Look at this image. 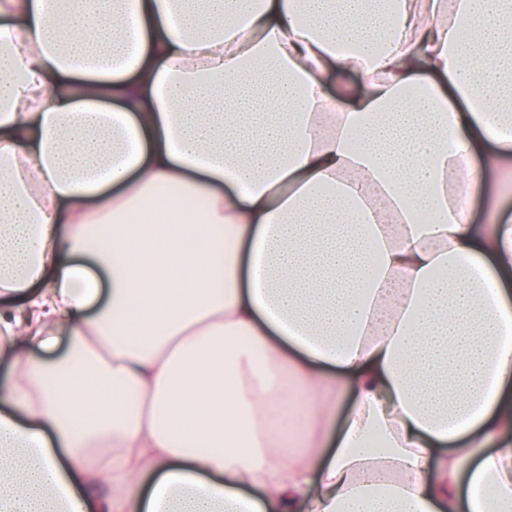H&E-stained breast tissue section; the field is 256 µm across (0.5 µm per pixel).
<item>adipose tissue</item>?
<instances>
[{
  "label": "adipose tissue",
  "instance_id": "1",
  "mask_svg": "<svg viewBox=\"0 0 512 512\" xmlns=\"http://www.w3.org/2000/svg\"><path fill=\"white\" fill-rule=\"evenodd\" d=\"M510 165L512 0H0V512H512Z\"/></svg>",
  "mask_w": 512,
  "mask_h": 512
}]
</instances>
